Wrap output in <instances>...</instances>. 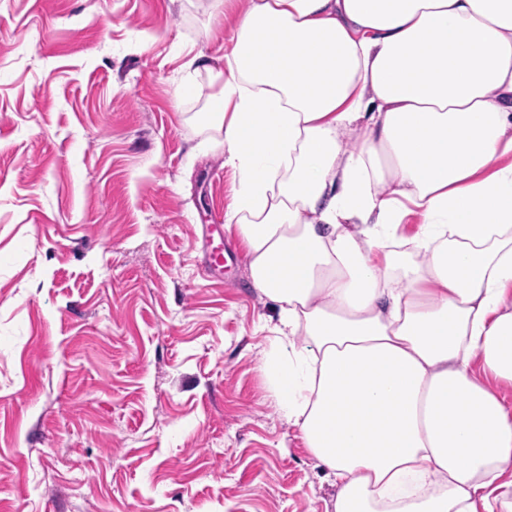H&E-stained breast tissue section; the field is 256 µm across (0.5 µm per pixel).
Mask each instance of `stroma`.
Returning a JSON list of instances; mask_svg holds the SVG:
<instances>
[{"instance_id":"stroma-1","label":"stroma","mask_w":512,"mask_h":512,"mask_svg":"<svg viewBox=\"0 0 512 512\" xmlns=\"http://www.w3.org/2000/svg\"><path fill=\"white\" fill-rule=\"evenodd\" d=\"M235 19L0 0V512H334L260 369L271 304L200 269L236 180L184 65Z\"/></svg>"}]
</instances>
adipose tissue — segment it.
<instances>
[{
  "label": "adipose tissue",
  "instance_id": "adipose-tissue-1",
  "mask_svg": "<svg viewBox=\"0 0 512 512\" xmlns=\"http://www.w3.org/2000/svg\"><path fill=\"white\" fill-rule=\"evenodd\" d=\"M209 74L261 370L334 512H512V0H247Z\"/></svg>",
  "mask_w": 512,
  "mask_h": 512
}]
</instances>
